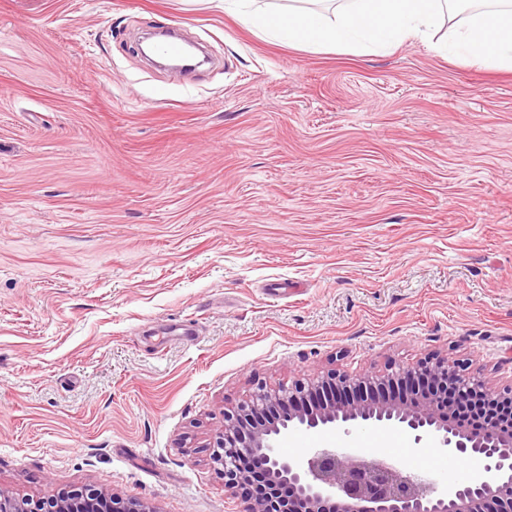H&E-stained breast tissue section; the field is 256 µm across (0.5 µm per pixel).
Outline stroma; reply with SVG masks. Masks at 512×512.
<instances>
[{
    "mask_svg": "<svg viewBox=\"0 0 512 512\" xmlns=\"http://www.w3.org/2000/svg\"><path fill=\"white\" fill-rule=\"evenodd\" d=\"M174 24L216 65L144 59ZM432 354L512 383V72L211 0H0L1 491L236 512L225 408ZM316 440L470 476L391 427Z\"/></svg>",
    "mask_w": 512,
    "mask_h": 512,
    "instance_id": "obj_1",
    "label": "stroma"
}]
</instances>
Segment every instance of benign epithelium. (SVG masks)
<instances>
[{"label":"benign epithelium","mask_w":512,"mask_h":512,"mask_svg":"<svg viewBox=\"0 0 512 512\" xmlns=\"http://www.w3.org/2000/svg\"><path fill=\"white\" fill-rule=\"evenodd\" d=\"M495 420L465 427L456 404ZM389 424L409 433L416 449L431 444L477 461L480 471L451 488L406 473L394 462L350 449L317 448L285 458L280 441L296 430ZM224 488L238 512H512V385L491 387L461 363L434 355L383 374L333 372L258 388L224 409ZM259 460L264 486L239 465ZM104 493L84 488L51 501L20 504L0 491V512H88Z\"/></svg>","instance_id":"obj_1"}]
</instances>
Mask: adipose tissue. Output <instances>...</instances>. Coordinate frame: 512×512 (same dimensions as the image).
Segmentation results:
<instances>
[{"instance_id": "1", "label": "adipose tissue", "mask_w": 512, "mask_h": 512, "mask_svg": "<svg viewBox=\"0 0 512 512\" xmlns=\"http://www.w3.org/2000/svg\"><path fill=\"white\" fill-rule=\"evenodd\" d=\"M225 13L257 34L310 51L376 47L431 39L461 5V28H449L451 48L481 68L512 70V0H308L278 6L269 0H218Z\"/></svg>"}]
</instances>
